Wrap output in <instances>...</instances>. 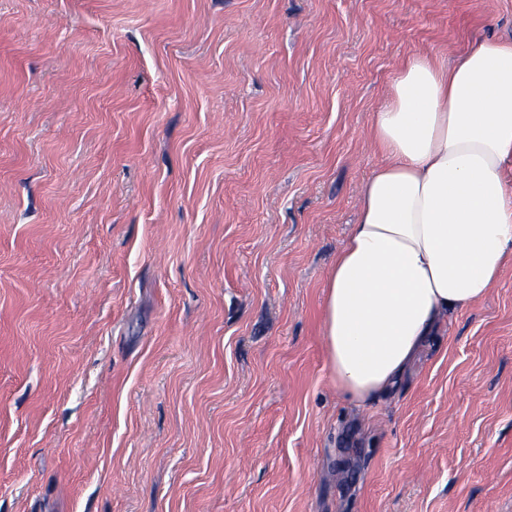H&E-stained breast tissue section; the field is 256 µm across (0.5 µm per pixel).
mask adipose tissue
I'll return each mask as SVG.
<instances>
[{
	"label": "adipose tissue",
	"mask_w": 512,
	"mask_h": 512,
	"mask_svg": "<svg viewBox=\"0 0 512 512\" xmlns=\"http://www.w3.org/2000/svg\"><path fill=\"white\" fill-rule=\"evenodd\" d=\"M369 138L381 161L322 304L329 372L360 406L512 266V39H483L451 66L405 59Z\"/></svg>",
	"instance_id": "ef3b65f1"
}]
</instances>
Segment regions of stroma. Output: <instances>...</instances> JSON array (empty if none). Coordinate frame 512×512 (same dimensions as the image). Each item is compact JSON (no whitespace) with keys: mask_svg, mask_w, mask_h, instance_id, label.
I'll return each mask as SVG.
<instances>
[{"mask_svg":"<svg viewBox=\"0 0 512 512\" xmlns=\"http://www.w3.org/2000/svg\"><path fill=\"white\" fill-rule=\"evenodd\" d=\"M512 0H0V512H512V267L359 408L326 273L404 59Z\"/></svg>","mask_w":512,"mask_h":512,"instance_id":"1","label":"stroma"}]
</instances>
